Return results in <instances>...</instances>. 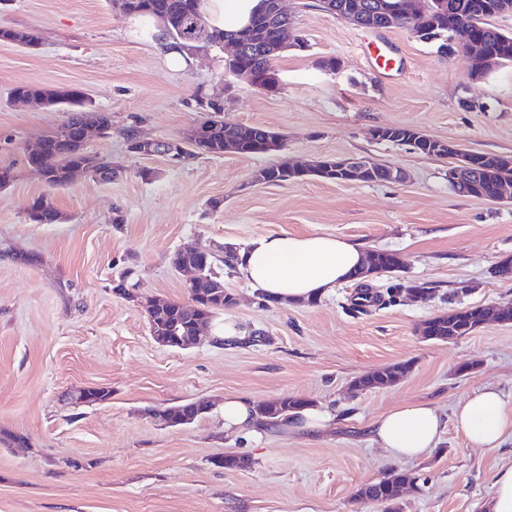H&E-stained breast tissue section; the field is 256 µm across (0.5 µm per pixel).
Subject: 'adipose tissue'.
I'll return each mask as SVG.
<instances>
[{
    "label": "adipose tissue",
    "mask_w": 512,
    "mask_h": 512,
    "mask_svg": "<svg viewBox=\"0 0 512 512\" xmlns=\"http://www.w3.org/2000/svg\"><path fill=\"white\" fill-rule=\"evenodd\" d=\"M258 0H204L208 23L218 29L244 26ZM366 262L363 248L349 240L318 232L267 234L239 251L238 270L254 291L282 303H302L328 296L353 280ZM455 425L475 448L497 450L512 439V408L503 394L488 386L459 403L452 416L426 404L397 407L370 426L374 442L394 460L428 456L447 425Z\"/></svg>",
    "instance_id": "1"
}]
</instances>
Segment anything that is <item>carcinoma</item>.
Returning a JSON list of instances; mask_svg holds the SVG:
<instances>
[{"label": "carcinoma", "instance_id": "1", "mask_svg": "<svg viewBox=\"0 0 512 512\" xmlns=\"http://www.w3.org/2000/svg\"><path fill=\"white\" fill-rule=\"evenodd\" d=\"M131 11L146 21H156L158 15H172L186 20L188 27L171 28L165 31L171 48L192 50L202 46H215L224 42V37L230 33L210 26L201 10V0H126ZM420 9L428 14L430 22L434 23L430 31L419 35L427 41L439 42L438 50L452 51L450 29L453 19L461 18L477 24L474 28L476 36L482 40L486 48L497 57L495 68L512 63V35L500 32L489 23V19L502 14L499 0H419ZM365 8L366 15L374 19V25H381L384 16L399 10L402 0H325L322 10L338 18L345 15L353 5ZM26 40L38 42V36L32 31L13 28H0V41ZM279 57L277 53L251 52L242 56L240 65L250 74L251 80L264 81L273 71L274 62ZM15 97H28L41 102L46 107L62 106L69 112L64 126L71 129V134L85 124H96L111 129V121L104 112L90 107L82 92L69 89L63 93L36 84L18 85L12 90ZM268 129L261 126H246L229 124L222 119H209L203 137L208 150L214 155L224 154V139L236 140L237 149L244 155L256 153L257 148L266 142ZM418 131L408 126H395L391 129L387 142L400 146H408L423 154H431L432 148L417 138ZM46 149L43 154L29 156L30 164L37 163L47 172L46 182L49 186L60 188L70 183L69 170L84 166L93 169L109 167V162L95 153L82 151L72 154L63 150L57 143L56 133L41 138ZM472 165L468 172L474 185L473 196L477 198L492 197L497 183L502 179H512V166L504 165L501 156L490 153L471 154ZM53 202L47 196H41L33 201L28 210L31 221L36 224H48L57 215ZM238 249L228 246L224 254H214L208 257L204 271V279L198 288L194 289L191 299L193 305L188 306L175 301L164 302L163 308L147 303L146 312L149 317L151 332L155 336H187L191 325L198 319L211 321L224 308L233 305L234 297L224 288V276L218 271L222 267L230 273L236 272ZM370 263L366 269L357 274L364 279L373 273L396 272L394 254L388 251H375L369 256ZM512 322V306L492 305L464 307L453 309L446 314L435 316L425 321L420 334L427 340L447 341L465 336L488 320ZM410 369L403 363L394 365L383 371L367 374L354 379L350 388L357 392L368 388L391 384ZM304 401L295 397H283L258 407V415L265 424H275L287 419L288 415L301 409ZM207 406L203 402L189 401L174 406L156 407L150 410L152 416L160 413L169 415L171 426L181 425V418L193 416L197 419L206 414ZM419 477L408 472H393L382 480L361 489L359 496L373 502L387 505V512H398L394 507L396 489L405 485H418Z\"/></svg>", "mask_w": 512, "mask_h": 512}]
</instances>
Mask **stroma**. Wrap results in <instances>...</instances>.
I'll return each mask as SVG.
<instances>
[{
  "instance_id": "1",
  "label": "stroma",
  "mask_w": 512,
  "mask_h": 512,
  "mask_svg": "<svg viewBox=\"0 0 512 512\" xmlns=\"http://www.w3.org/2000/svg\"><path fill=\"white\" fill-rule=\"evenodd\" d=\"M283 7L305 46L276 59L280 84L267 92L226 69L219 46L171 68L147 25L108 0H0V26L40 37L33 49L0 41V168L13 174L0 189V432L25 438L0 442V512H386L358 492L393 471L421 477L398 498L400 512H484L493 474L512 464V448L471 447L453 426L417 461L388 459L369 433L391 408L427 402L448 415L487 385L512 407V322L447 342L417 333L451 309L512 303V277L496 272L512 257V201L457 196L447 159L371 137L405 125L512 156V65L473 81L462 54H441L408 28L363 29L318 0ZM328 57L339 68L322 69ZM25 83L79 90L109 116L110 134L91 136L86 149L118 167L117 178L48 187L26 147L68 114L19 104L11 92ZM203 101L219 104L225 120L280 133L283 149L182 166L130 151L128 131L178 137ZM359 157L405 178L252 179L286 158ZM44 195L60 221L30 220L29 205ZM282 231L344 237L396 253L403 266L295 305L265 301L234 274L224 286L235 302L201 344L175 350L153 338L144 300H190L172 264L178 248L241 247ZM397 281L430 292L354 308L361 287L382 293ZM228 324L242 340L217 345ZM399 362L411 365L399 382L351 393L356 377ZM80 387L112 395L67 400ZM229 396L256 404L294 396L331 420L314 435L279 425L248 438L224 429ZM202 399L211 410L187 426L164 427L149 414ZM229 454L249 466H217Z\"/></svg>"
}]
</instances>
